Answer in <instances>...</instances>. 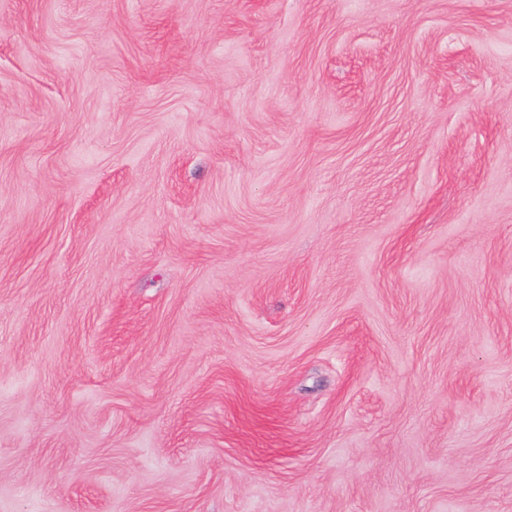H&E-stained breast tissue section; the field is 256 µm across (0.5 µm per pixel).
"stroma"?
<instances>
[{
  "instance_id": "1",
  "label": "stroma",
  "mask_w": 512,
  "mask_h": 512,
  "mask_svg": "<svg viewBox=\"0 0 512 512\" xmlns=\"http://www.w3.org/2000/svg\"><path fill=\"white\" fill-rule=\"evenodd\" d=\"M0 512H512V0H0Z\"/></svg>"
}]
</instances>
